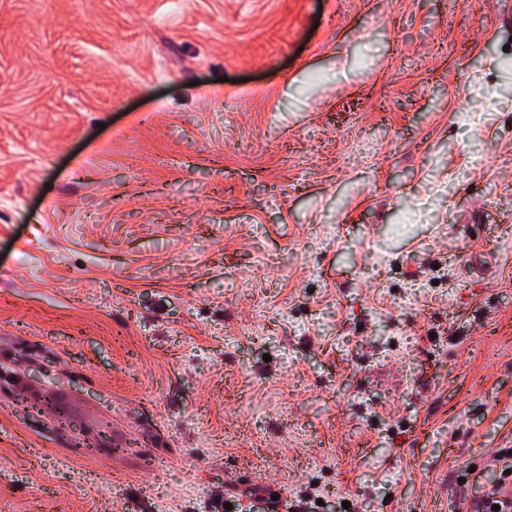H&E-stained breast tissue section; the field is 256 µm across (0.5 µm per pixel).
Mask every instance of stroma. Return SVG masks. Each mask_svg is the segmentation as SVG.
Listing matches in <instances>:
<instances>
[{"label":"stroma","mask_w":512,"mask_h":512,"mask_svg":"<svg viewBox=\"0 0 512 512\" xmlns=\"http://www.w3.org/2000/svg\"><path fill=\"white\" fill-rule=\"evenodd\" d=\"M504 447L512 0H0V512H468Z\"/></svg>","instance_id":"35a3bbf8"}]
</instances>
